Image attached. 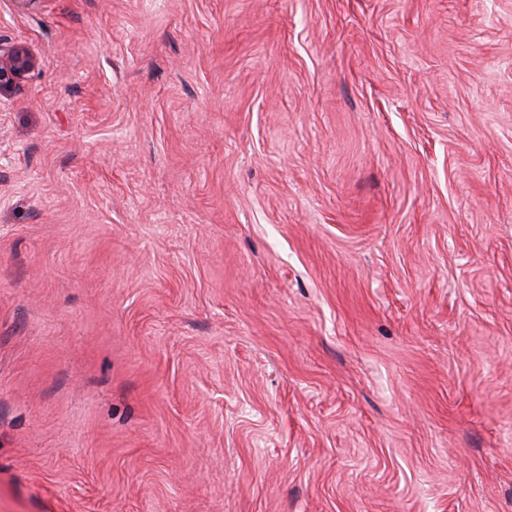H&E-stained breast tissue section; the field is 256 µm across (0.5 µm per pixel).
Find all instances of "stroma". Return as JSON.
<instances>
[{"label":"stroma","mask_w":512,"mask_h":512,"mask_svg":"<svg viewBox=\"0 0 512 512\" xmlns=\"http://www.w3.org/2000/svg\"><path fill=\"white\" fill-rule=\"evenodd\" d=\"M0 36V512H512V0ZM34 67L35 60L26 47L0 40V81L20 83Z\"/></svg>","instance_id":"1"}]
</instances>
